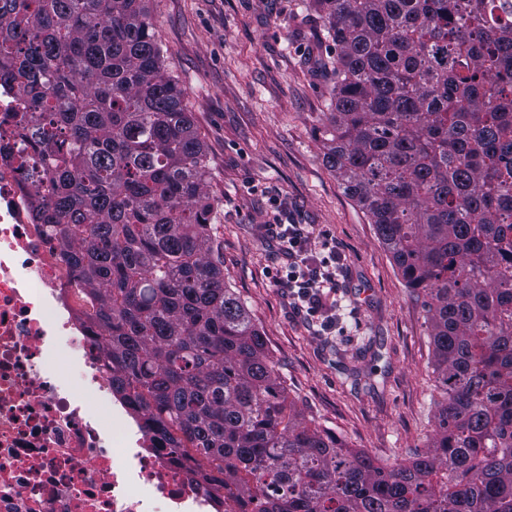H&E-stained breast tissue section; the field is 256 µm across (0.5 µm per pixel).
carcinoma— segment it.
Here are the masks:
<instances>
[{
    "instance_id": "carcinoma-1",
    "label": "carcinoma",
    "mask_w": 512,
    "mask_h": 512,
    "mask_svg": "<svg viewBox=\"0 0 512 512\" xmlns=\"http://www.w3.org/2000/svg\"><path fill=\"white\" fill-rule=\"evenodd\" d=\"M147 0H0L34 217L95 302L112 391L241 512H512V0H312L326 163L423 294L442 399L385 466L310 424L224 283L221 200Z\"/></svg>"
}]
</instances>
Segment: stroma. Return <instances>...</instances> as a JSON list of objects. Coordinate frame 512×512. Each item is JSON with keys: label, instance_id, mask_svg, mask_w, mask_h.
Segmentation results:
<instances>
[{"label": "stroma", "instance_id": "35a3bbf8", "mask_svg": "<svg viewBox=\"0 0 512 512\" xmlns=\"http://www.w3.org/2000/svg\"><path fill=\"white\" fill-rule=\"evenodd\" d=\"M166 66L185 92L222 201L224 281L252 311L290 399L380 463L426 448L440 399L423 298L325 163L329 85L319 15L303 0H149ZM345 257L315 332L267 269L274 195Z\"/></svg>", "mask_w": 512, "mask_h": 512}]
</instances>
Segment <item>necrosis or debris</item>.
Listing matches in <instances>:
<instances>
[{
  "mask_svg": "<svg viewBox=\"0 0 512 512\" xmlns=\"http://www.w3.org/2000/svg\"><path fill=\"white\" fill-rule=\"evenodd\" d=\"M44 192L0 159V512H234L144 429L103 426L129 407L60 236L33 218Z\"/></svg>",
  "mask_w": 512,
  "mask_h": 512,
  "instance_id": "obj_1",
  "label": "necrosis or debris"
}]
</instances>
